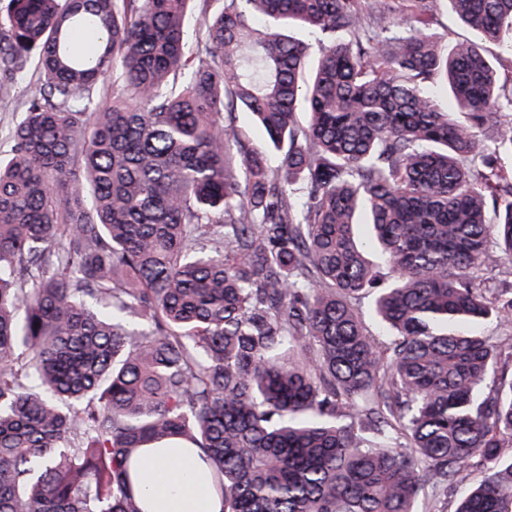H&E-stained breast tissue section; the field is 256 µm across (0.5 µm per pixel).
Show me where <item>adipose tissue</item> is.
Masks as SVG:
<instances>
[{"instance_id": "obj_1", "label": "adipose tissue", "mask_w": 512, "mask_h": 512, "mask_svg": "<svg viewBox=\"0 0 512 512\" xmlns=\"http://www.w3.org/2000/svg\"><path fill=\"white\" fill-rule=\"evenodd\" d=\"M147 512H221L204 464L181 446L145 449L132 483Z\"/></svg>"}]
</instances>
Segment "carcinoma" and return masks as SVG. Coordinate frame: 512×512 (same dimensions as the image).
Listing matches in <instances>:
<instances>
[{
  "label": "carcinoma",
  "mask_w": 512,
  "mask_h": 512,
  "mask_svg": "<svg viewBox=\"0 0 512 512\" xmlns=\"http://www.w3.org/2000/svg\"><path fill=\"white\" fill-rule=\"evenodd\" d=\"M214 2L0 0V512H512V0ZM438 24L434 26L435 31L441 34H448V42L453 39L472 38L473 31L457 19L451 11L448 1H441L438 13ZM39 73L32 67L27 82L16 88L14 96L9 100L0 99V154L9 152L11 143L9 133L16 125L23 110V102L26 98L27 85L37 82ZM205 468L177 444L146 448L132 490L143 499L147 512H221L222 502Z\"/></svg>",
  "instance_id": "cac0c4a2"
}]
</instances>
